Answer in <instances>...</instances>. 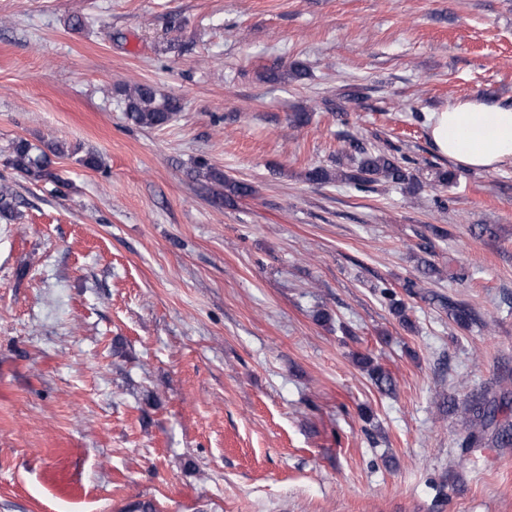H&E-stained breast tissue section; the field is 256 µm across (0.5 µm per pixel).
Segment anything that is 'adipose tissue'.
Listing matches in <instances>:
<instances>
[{
    "mask_svg": "<svg viewBox=\"0 0 512 512\" xmlns=\"http://www.w3.org/2000/svg\"><path fill=\"white\" fill-rule=\"evenodd\" d=\"M428 136L453 163L494 170L512 162V103L462 99L431 112Z\"/></svg>",
    "mask_w": 512,
    "mask_h": 512,
    "instance_id": "ef3b65f1",
    "label": "adipose tissue"
}]
</instances>
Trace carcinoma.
<instances>
[{"instance_id": "carcinoma-1", "label": "carcinoma", "mask_w": 512, "mask_h": 512, "mask_svg": "<svg viewBox=\"0 0 512 512\" xmlns=\"http://www.w3.org/2000/svg\"><path fill=\"white\" fill-rule=\"evenodd\" d=\"M125 112L128 120L140 127H162L172 121L180 111L179 100L158 93V90L148 84H136L123 89ZM354 152L356 158L355 170L351 173L339 172L332 174L325 168L312 167L304 178L315 184H326L341 179L357 188L367 189L369 185L384 179L401 185L410 193L420 188V181L401 165L398 158L383 151L368 149L358 141H347L342 151ZM68 152L66 144L54 142L47 145V150L36 151L24 139L14 140L9 147V154L4 164L18 173L33 180H49L56 186L64 183L50 169V155H63ZM195 176L221 187L214 194V202L218 205L231 203L236 199L245 198L253 193V187L245 181H238L224 176V172L209 165L207 162L198 164ZM17 195L11 185L0 183V219L11 220L15 217ZM448 315L460 328L466 329L474 319L472 309L465 302L447 301ZM361 364L366 368L369 377L382 390L392 389L391 381L380 366L368 357L361 358ZM512 411V398L508 393H496L486 390L465 404V414L470 422L469 429L461 438L462 448H507L512 445V420L507 412Z\"/></svg>"}]
</instances>
